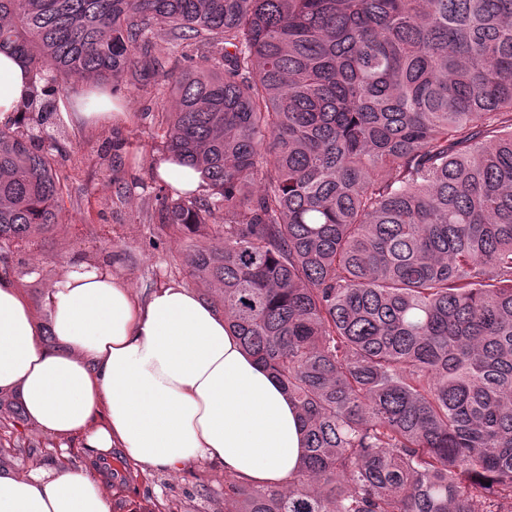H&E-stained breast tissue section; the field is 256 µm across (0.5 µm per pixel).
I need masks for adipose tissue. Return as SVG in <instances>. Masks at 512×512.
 I'll return each instance as SVG.
<instances>
[{
  "label": "adipose tissue",
  "instance_id": "ef3b65f1",
  "mask_svg": "<svg viewBox=\"0 0 512 512\" xmlns=\"http://www.w3.org/2000/svg\"><path fill=\"white\" fill-rule=\"evenodd\" d=\"M28 70L0 54V124L31 97ZM55 346L22 287L0 274V394L33 426L83 435L99 454L179 469L210 459L257 486L288 483L304 455L294 402L223 316L180 285L139 299L98 267L67 272L46 296ZM0 512H110L99 477L57 464L0 473Z\"/></svg>",
  "mask_w": 512,
  "mask_h": 512
}]
</instances>
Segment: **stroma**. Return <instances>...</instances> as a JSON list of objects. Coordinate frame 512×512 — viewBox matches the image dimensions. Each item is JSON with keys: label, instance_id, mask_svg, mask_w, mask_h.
Returning <instances> with one entry per match:
<instances>
[{"label": "stroma", "instance_id": "35a3bbf8", "mask_svg": "<svg viewBox=\"0 0 512 512\" xmlns=\"http://www.w3.org/2000/svg\"><path fill=\"white\" fill-rule=\"evenodd\" d=\"M123 119L65 125L57 161L68 194L54 231L7 245L10 276L21 282L42 324L44 298L76 265L109 269L139 295L166 284L193 287L186 259L192 239L159 223L154 195L163 157L159 116L174 97L171 84L135 86L123 77L111 91ZM57 440L0 408V448L16 449L10 471L24 474L55 464ZM71 463L96 471L112 512H224V469L200 461L179 470L133 466L120 451L100 456L80 436L66 439Z\"/></svg>", "mask_w": 512, "mask_h": 512}]
</instances>
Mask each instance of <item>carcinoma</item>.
<instances>
[{
    "instance_id": "obj_1",
    "label": "carcinoma",
    "mask_w": 512,
    "mask_h": 512,
    "mask_svg": "<svg viewBox=\"0 0 512 512\" xmlns=\"http://www.w3.org/2000/svg\"><path fill=\"white\" fill-rule=\"evenodd\" d=\"M0 52L40 86L0 127V244L58 224L63 85L173 84L208 194L159 222L224 216L189 272L304 432L231 512H512V0H0Z\"/></svg>"
}]
</instances>
